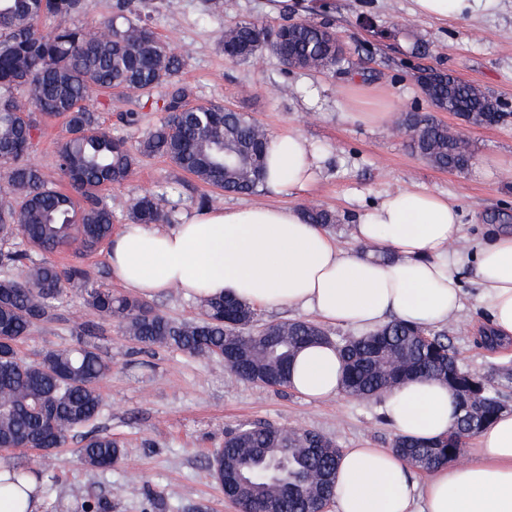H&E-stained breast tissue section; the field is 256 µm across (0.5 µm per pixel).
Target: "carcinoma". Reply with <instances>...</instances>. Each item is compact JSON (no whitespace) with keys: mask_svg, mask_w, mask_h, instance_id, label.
I'll return each instance as SVG.
<instances>
[{"mask_svg":"<svg viewBox=\"0 0 512 512\" xmlns=\"http://www.w3.org/2000/svg\"><path fill=\"white\" fill-rule=\"evenodd\" d=\"M141 0H118L116 14L95 25L75 23L44 32V17L73 18L82 0H0V235L17 233L23 247L0 251V390L9 397L0 402V448H61L71 433L83 430L79 459L89 468H105L122 455L112 437L93 429L100 412L98 384L112 372V362L90 341L74 347L46 350L30 361L17 344L34 328L59 320L68 291L78 288L84 302L102 319L116 321L138 344L169 345L201 354L235 341L240 354L229 368L255 382L259 371L273 374L277 364L290 362L305 344L330 334L306 320L268 322L263 334L253 329L256 311L224 300L201 303L203 319L176 322L148 302L115 295L90 282L79 263L68 266L32 258L52 254L81 238L85 253L112 235V210L102 191L126 182L138 156L159 155L200 181L227 193L260 192L269 137L258 134L246 112H228L222 104L189 103L192 89L178 80L183 59L138 18ZM282 39L291 44L289 67L309 61L329 71L345 61L342 42L324 24L304 19L283 26ZM224 56L233 62L273 51L265 27L242 21L224 31ZM417 84L431 105L453 112L474 125H499L512 119L497 99L476 86L429 68ZM165 84L168 93L161 110L165 117L146 131L137 146L114 138L99 125L95 93H145ZM28 94L29 106L15 95ZM63 119L66 127L57 148L56 166L70 191L57 190L30 161L42 126ZM399 126L411 132L409 146L422 160L442 170L464 171L473 161L470 143L429 113L407 112ZM309 219L330 227L336 215L328 210H306ZM134 224L171 222L164 195L144 194L130 204ZM428 340H418L420 334ZM346 361L345 391L372 397L390 391L411 377H430L474 397L475 413L460 411V424L473 437L503 408L498 388L484 378L457 374L458 361L441 332L391 321L366 337L336 340ZM397 353L403 366L392 374L381 369V352ZM224 448L209 459L216 482L242 479V488L225 489L240 512H314L323 496L331 494L340 448L323 435L298 431L283 441L277 426L264 424L224 432ZM392 448L412 465L431 470L446 464L462 450L448 436L426 443L394 438ZM282 467L287 482L271 484L270 473ZM325 476L310 486L305 476Z\"/></svg>","mask_w":512,"mask_h":512,"instance_id":"1","label":"carcinoma"}]
</instances>
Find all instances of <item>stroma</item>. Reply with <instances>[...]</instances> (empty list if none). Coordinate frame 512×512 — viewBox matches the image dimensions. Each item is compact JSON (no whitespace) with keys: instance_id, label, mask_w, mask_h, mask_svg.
<instances>
[{"instance_id":"35a3bbf8","label":"stroma","mask_w":512,"mask_h":512,"mask_svg":"<svg viewBox=\"0 0 512 512\" xmlns=\"http://www.w3.org/2000/svg\"><path fill=\"white\" fill-rule=\"evenodd\" d=\"M214 2L149 0L142 16L183 58L179 79L192 87L194 102H219L255 114L272 134L297 130L324 155L316 187L304 195L279 197V205L335 212L339 221L332 232L345 247L352 244L349 215L401 188L428 189L457 203L464 226L460 247L472 246L485 225H512V122L475 126L452 113H438L439 121L473 145V163L462 172L420 159L397 124L402 113L432 111L415 80L428 67L477 85L512 112V0H502L495 14L448 24L414 15L410 0H288L287 9L277 15L267 12L268 0H224L220 8ZM304 18L336 31L346 47L341 69L289 71L270 54L233 63L218 46L224 28L240 21L274 27ZM350 79L371 88L365 111H390L387 127L345 120L336 88ZM166 92L160 85L150 97L133 94L113 101L111 108L98 111V120L113 136L136 141L161 120L152 103ZM127 111L140 113L139 127L118 121V113ZM62 136L61 122L47 126L30 159L65 191L69 185L56 167ZM171 185L178 188L170 202L179 214L197 210L203 198L213 207L242 201L198 181L167 158L143 156L124 185L106 192L114 230L128 224L132 197ZM463 284L469 299L445 332L460 365L491 379L499 365L512 364V345L491 352L476 344L474 327L486 323L487 314L474 298L472 275H465ZM95 322L102 331L94 341L112 362L111 374L99 384L95 426L112 436L123 454L110 467L90 469L78 460L76 438L41 454L29 448L0 449V461L12 465L39 458L46 472L43 512L83 498L100 500L105 512H235L211 478L208 461L223 444L225 430L238 426L261 422L313 430L341 448L364 441L382 448L392 444L393 432L377 400L345 394L310 402L287 388L245 381L217 359L165 346L141 348L117 322L100 321L76 290L69 293L60 321L35 329L21 352L35 360L47 349L76 344L81 327Z\"/></svg>"}]
</instances>
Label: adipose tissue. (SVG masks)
I'll use <instances>...</instances> for the list:
<instances>
[{"label": "adipose tissue", "instance_id": "adipose-tissue-1", "mask_svg": "<svg viewBox=\"0 0 512 512\" xmlns=\"http://www.w3.org/2000/svg\"><path fill=\"white\" fill-rule=\"evenodd\" d=\"M501 0H412L414 14L438 22L493 13ZM323 158L293 129L271 135L264 191L268 204L205 208L170 228L129 224L110 243L113 277L137 298L169 289L200 301L230 296L267 312L300 310L321 323L363 334L393 321L425 329L446 325L464 306L457 268L471 265L488 325L512 340V231L486 228L472 253L451 250L463 237L455 202L403 188L358 213L352 247L340 246L302 208L277 197L314 186ZM344 360L335 344L306 346L291 367L290 388L309 401L339 397ZM382 411L397 435L447 436L459 412L445 383L416 377L386 393ZM0 463V512H42L39 483L8 489ZM336 512H512V410L478 435L472 458L418 478L389 448L342 449Z\"/></svg>", "mask_w": 512, "mask_h": 512}]
</instances>
